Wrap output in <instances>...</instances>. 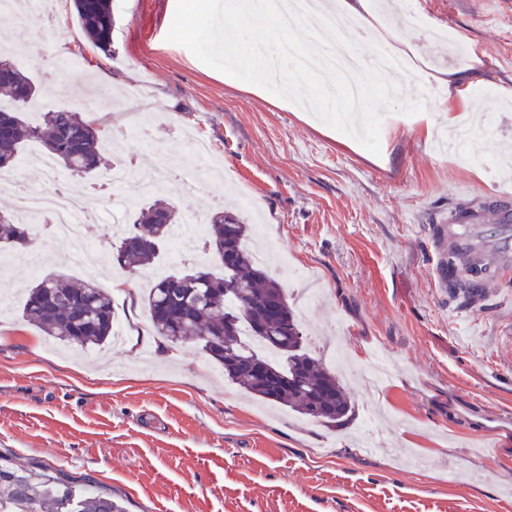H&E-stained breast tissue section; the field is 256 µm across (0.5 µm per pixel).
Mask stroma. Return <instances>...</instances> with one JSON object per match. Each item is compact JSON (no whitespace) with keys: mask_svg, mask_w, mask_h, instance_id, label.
I'll return each mask as SVG.
<instances>
[{"mask_svg":"<svg viewBox=\"0 0 512 512\" xmlns=\"http://www.w3.org/2000/svg\"><path fill=\"white\" fill-rule=\"evenodd\" d=\"M381 26L416 46L429 70L483 62L468 111L496 113L484 130L487 165L438 145L447 113L385 112L380 154L308 110L200 62L168 42L176 0H112V52L82 36L72 0L56 23L11 26L0 51L39 87L44 110L87 120L158 105L154 135L175 158L204 139L223 183L181 202L208 222L248 198L238 216L263 226L322 290L282 286L313 354L340 341L361 365L385 362L380 386L347 384L353 414L329 427L245 396L196 343L152 336L141 304L155 268L221 272L212 253L130 275L84 270L69 245L35 243L39 274L12 248L0 268V457L13 467L62 469L104 487L128 512H512V264L496 292L465 308L436 287L432 226L463 202L512 192L495 148L512 142V0H370ZM104 163H154L136 128L113 127ZM96 279L126 325L123 348L69 355L24 318L22 288L39 275ZM133 292V293H134Z\"/></svg>","mask_w":512,"mask_h":512,"instance_id":"obj_1","label":"stroma"}]
</instances>
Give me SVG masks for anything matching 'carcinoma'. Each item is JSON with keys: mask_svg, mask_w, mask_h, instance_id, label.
Here are the masks:
<instances>
[{"mask_svg": "<svg viewBox=\"0 0 512 512\" xmlns=\"http://www.w3.org/2000/svg\"><path fill=\"white\" fill-rule=\"evenodd\" d=\"M74 10L84 38L103 53L112 52V0H74ZM37 94L27 73L0 58V102L13 105L11 110L0 106V170L11 168L31 141L39 142L45 156L75 175L99 170L103 129L63 109L45 113L37 125L26 122L19 112ZM182 221L175 206L164 199L145 205L113 247L112 263L128 271L153 263L174 225ZM29 240H34L29 225L16 222L11 214L0 215V246L23 249ZM248 243L247 225L234 213H215L206 248L220 258L224 272H174L154 282L142 300L154 335L171 348L192 340L201 344L224 368V378L263 403L276 402L329 425L343 420L352 413V404L336 377L305 348L284 289L256 263ZM468 249L465 242L448 253V294L464 306L482 297L488 277L476 263L466 268L467 277L454 273L457 255ZM229 280L242 292L239 304L224 294ZM272 300L281 305L278 318L267 313ZM23 315L44 335L69 346H100L112 336V295L93 280L45 276L28 289ZM244 326L263 338L268 351L261 353L242 340ZM0 512L125 509L119 496L79 489L62 471L38 467L20 473L0 463Z\"/></svg>", "mask_w": 512, "mask_h": 512, "instance_id": "carcinoma-1", "label": "carcinoma"}]
</instances>
